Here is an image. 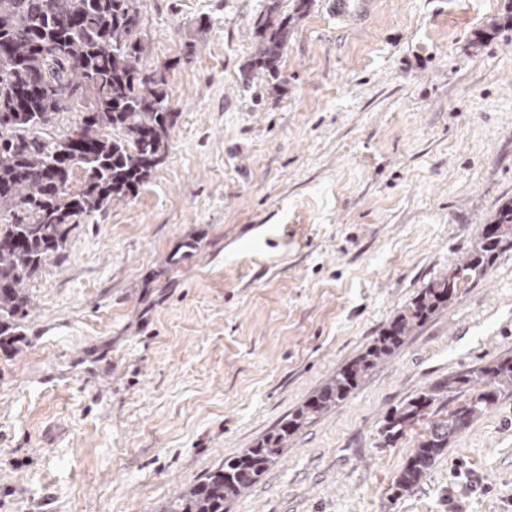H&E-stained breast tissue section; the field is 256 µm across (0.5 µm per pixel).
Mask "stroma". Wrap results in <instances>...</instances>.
Masks as SVG:
<instances>
[{"label":"stroma","instance_id":"35a3bbf8","mask_svg":"<svg viewBox=\"0 0 512 512\" xmlns=\"http://www.w3.org/2000/svg\"><path fill=\"white\" fill-rule=\"evenodd\" d=\"M272 0H138L178 117L137 197L76 225L0 350V512H162L367 348L512 201V0H314L278 78L243 70ZM512 356V250L300 430L226 512H512V394L394 481L447 393ZM330 12L336 20L347 26H357L367 19L376 0H328Z\"/></svg>","mask_w":512,"mask_h":512}]
</instances>
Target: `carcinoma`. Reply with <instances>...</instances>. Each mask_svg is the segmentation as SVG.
Wrapping results in <instances>:
<instances>
[{"label":"carcinoma","instance_id":"cac0c4a2","mask_svg":"<svg viewBox=\"0 0 512 512\" xmlns=\"http://www.w3.org/2000/svg\"><path fill=\"white\" fill-rule=\"evenodd\" d=\"M268 5L255 35L259 49L246 72L278 76L294 17ZM137 0H0V349L18 342L28 315L27 281L61 251L72 228L113 201L135 197L168 151L177 113L166 75L142 63ZM71 115L61 127L57 119ZM512 249V201L491 216L471 251L425 288L350 364L336 372L275 431L175 495L164 512H224V503L258 482L291 439L346 399L404 338L484 276ZM473 396L431 423L395 481L409 491L448 442L512 393V356L448 378L389 413L383 441L393 444L445 392Z\"/></svg>","mask_w":512,"mask_h":512}]
</instances>
